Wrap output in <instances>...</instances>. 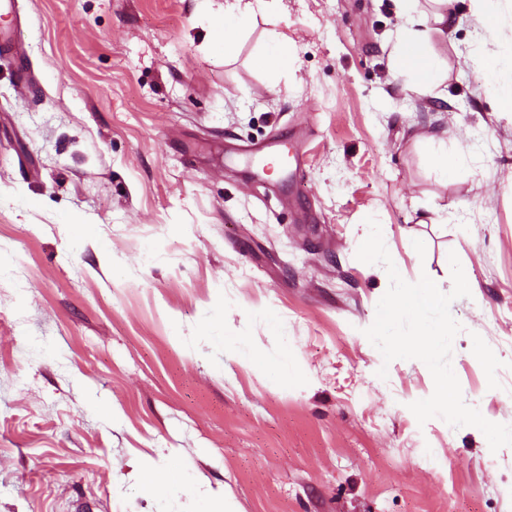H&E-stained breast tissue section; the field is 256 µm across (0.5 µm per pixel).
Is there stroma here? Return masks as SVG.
I'll use <instances>...</instances> for the list:
<instances>
[{"label":"stroma","instance_id":"35a3bbf8","mask_svg":"<svg viewBox=\"0 0 512 512\" xmlns=\"http://www.w3.org/2000/svg\"><path fill=\"white\" fill-rule=\"evenodd\" d=\"M15 2L0 512H512V446L418 423L433 377L365 336L389 278L356 257L370 216L406 281L450 292L457 254L471 294L451 304V366L466 404L512 425V115L473 63L470 0H449L442 33L399 0H269L227 55L206 43L224 0ZM408 28L445 74L432 94L394 67ZM282 36L294 64L272 72L259 59ZM277 141L300 180L255 176ZM147 470L174 485L145 494ZM244 358L249 362L260 363L266 372L283 382L293 377V372L288 369V363L285 360H265L251 351H248Z\"/></svg>","mask_w":512,"mask_h":512}]
</instances>
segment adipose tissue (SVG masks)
<instances>
[{
  "label": "adipose tissue",
  "instance_id": "obj_1",
  "mask_svg": "<svg viewBox=\"0 0 512 512\" xmlns=\"http://www.w3.org/2000/svg\"><path fill=\"white\" fill-rule=\"evenodd\" d=\"M473 3L477 22L489 37L476 66L490 82L502 73H512V50H503L495 39L506 20L512 19V0H473ZM266 8V0H225L223 12L209 24V45L232 52L245 22ZM394 57L397 69L410 76L419 93H430L443 79L437 59L415 32L408 31L400 37Z\"/></svg>",
  "mask_w": 512,
  "mask_h": 512
}]
</instances>
